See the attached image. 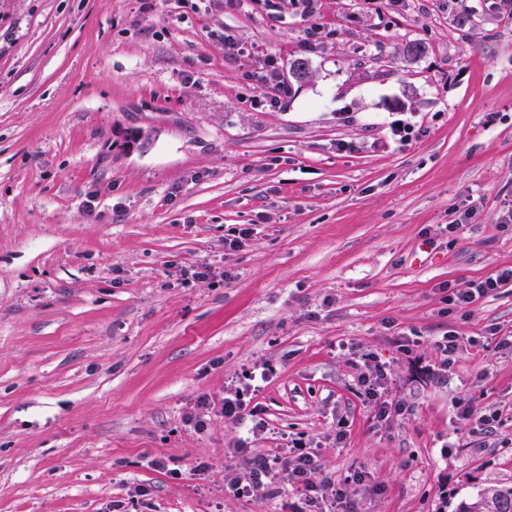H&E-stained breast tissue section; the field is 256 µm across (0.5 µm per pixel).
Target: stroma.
Here are the masks:
<instances>
[{
	"label": "stroma",
	"instance_id": "1",
	"mask_svg": "<svg viewBox=\"0 0 512 512\" xmlns=\"http://www.w3.org/2000/svg\"><path fill=\"white\" fill-rule=\"evenodd\" d=\"M277 2L0 0V512H313L224 490L299 437L344 512L512 485V285L446 301L512 266V19ZM265 363L250 436L222 400ZM260 78L268 85L271 91L268 97L270 106H276L284 97L290 95V85L281 79L274 67L272 70H266L260 75ZM512 284V267L499 270L482 280L473 282L468 288L452 291L448 304L457 307H470L490 292ZM385 379L384 370L379 365H374L373 369L368 368V373H364L363 382L368 386L369 393L372 397H375L379 413L382 416H386L389 413L401 412L405 409V405L400 402L388 401L387 399L382 400V393L378 391V388L383 385Z\"/></svg>",
	"mask_w": 512,
	"mask_h": 512
}]
</instances>
